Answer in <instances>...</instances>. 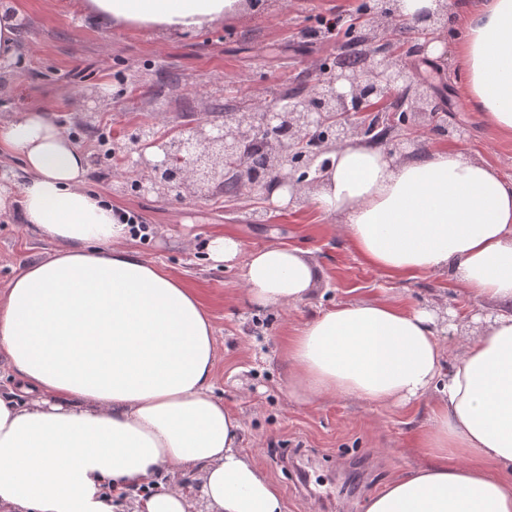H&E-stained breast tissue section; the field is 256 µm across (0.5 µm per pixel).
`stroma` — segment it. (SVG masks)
Returning <instances> with one entry per match:
<instances>
[{"label": "stroma", "mask_w": 512, "mask_h": 512, "mask_svg": "<svg viewBox=\"0 0 512 512\" xmlns=\"http://www.w3.org/2000/svg\"><path fill=\"white\" fill-rule=\"evenodd\" d=\"M22 25L17 64L0 70V120L21 109L52 106L55 121L88 156V185L113 208L150 224L148 240L129 245L146 261L185 280L209 310L220 348L214 390L244 421L242 451L280 491L285 512H362L365 500L427 461L417 436L427 426L431 400L375 406L356 400L288 393L287 338L296 327L340 300H385L409 307L458 304L464 316L441 341L457 358L466 341L482 335L476 301L438 274L412 279L372 269L335 218L317 206L279 207L267 198L222 195L176 202L137 186L122 166L141 127L167 133L191 119H217L216 104L244 110L313 83L317 68L339 52L318 35L326 18L348 16L358 0H255L235 18L193 33L155 37L91 21L84 0H15ZM473 0H455L440 60L410 63L440 91L452 124L467 128L456 146L512 177V137L501 136L468 110L463 72L455 56L460 15ZM216 233L239 238L246 249L283 245L303 251L318 279L303 302L286 309L249 303L240 267L213 265L201 245ZM55 243L24 224L19 212L0 214V293L27 264L52 257Z\"/></svg>", "instance_id": "35a3bbf8"}]
</instances>
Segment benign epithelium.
Here are the masks:
<instances>
[{"mask_svg": "<svg viewBox=\"0 0 512 512\" xmlns=\"http://www.w3.org/2000/svg\"><path fill=\"white\" fill-rule=\"evenodd\" d=\"M436 8L403 18L388 0L360 10L367 20L362 32V64L348 70L337 57L336 71L318 78L308 94L284 92L253 103L243 112L225 114L222 124L203 120L178 126L173 135L149 129L137 137L141 149L125 155V164L141 174L139 186L174 200L207 197L233 188V194L260 192L268 197L284 186L294 190L292 202L303 205V192L317 186L331 164L336 147L359 140L373 142L383 129L389 153L407 156L416 141L404 129L427 130L462 140L466 129L450 124L437 96L417 79L408 58L422 56L445 28L451 0H435ZM259 146L267 159L258 173L249 161ZM456 304L443 307L437 328L459 320Z\"/></svg>", "mask_w": 512, "mask_h": 512, "instance_id": "obj_1", "label": "benign epithelium"}]
</instances>
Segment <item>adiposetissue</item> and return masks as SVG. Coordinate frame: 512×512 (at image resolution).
<instances>
[{
	"label": "adipose tissue",
	"mask_w": 512,
	"mask_h": 512,
	"mask_svg": "<svg viewBox=\"0 0 512 512\" xmlns=\"http://www.w3.org/2000/svg\"><path fill=\"white\" fill-rule=\"evenodd\" d=\"M245 0H87L114 26L186 33L237 16ZM457 52L470 109L512 135V0H479ZM0 214L56 243L0 296V352L15 390L0 393V512H285L279 490L239 450L242 418L213 390L219 357L197 293L127 242L129 224L87 185L88 161L50 109L0 120ZM319 209L338 217L373 269L447 276L490 300L483 334L449 360L432 311L339 301L288 343L290 394L377 405L435 395L419 438L425 466L391 482L365 512H512V178L456 148L399 161L359 141L331 155ZM214 264L237 265L250 300L284 309L317 276L298 249H246L208 237ZM193 475L194 495L180 484ZM168 478L128 500L132 486Z\"/></svg>",
	"instance_id": "ef3b65f1"
}]
</instances>
